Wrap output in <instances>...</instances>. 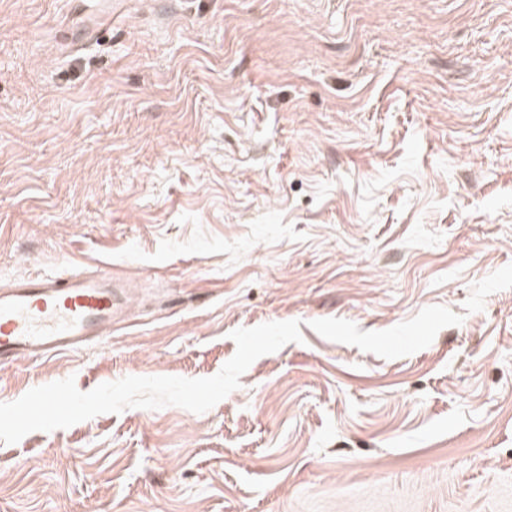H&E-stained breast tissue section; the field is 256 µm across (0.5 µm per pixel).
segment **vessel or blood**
I'll use <instances>...</instances> for the list:
<instances>
[{
  "label": "vessel or blood",
  "instance_id": "b4317fda",
  "mask_svg": "<svg viewBox=\"0 0 512 512\" xmlns=\"http://www.w3.org/2000/svg\"><path fill=\"white\" fill-rule=\"evenodd\" d=\"M128 294L105 263L91 274L38 273L0 290V363L79 350L124 313Z\"/></svg>",
  "mask_w": 512,
  "mask_h": 512
}]
</instances>
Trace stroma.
Wrapping results in <instances>:
<instances>
[{
    "label": "stroma",
    "mask_w": 512,
    "mask_h": 512,
    "mask_svg": "<svg viewBox=\"0 0 512 512\" xmlns=\"http://www.w3.org/2000/svg\"><path fill=\"white\" fill-rule=\"evenodd\" d=\"M102 261L0 403L303 340L0 442V512H512V0H0V285Z\"/></svg>",
    "instance_id": "1"
}]
</instances>
